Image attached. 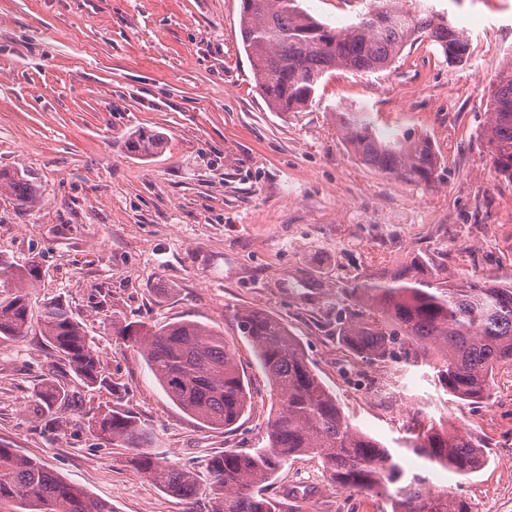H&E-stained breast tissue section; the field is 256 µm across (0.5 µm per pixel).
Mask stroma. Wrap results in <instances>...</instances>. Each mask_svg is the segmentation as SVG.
Returning <instances> with one entry per match:
<instances>
[{"instance_id": "obj_1", "label": "stroma", "mask_w": 512, "mask_h": 512, "mask_svg": "<svg viewBox=\"0 0 512 512\" xmlns=\"http://www.w3.org/2000/svg\"><path fill=\"white\" fill-rule=\"evenodd\" d=\"M242 0H0V170L25 173L39 203L0 195V256L35 262L32 311L67 306L99 355L106 385L56 422L33 390L59 371L38 331L0 341V442L43 461L114 512H209L156 486L131 452L96 437L93 416L118 408L153 434L157 456L204 474L229 448L263 447L270 385L237 328L243 310L297 336L350 423L390 448L415 424L455 428L484 448L460 480L430 475L471 512H512V363L479 403L448 395L429 366L359 360L336 331L345 289L386 278L413 257L450 281L512 278V183L496 178L481 134L503 61L512 0H435L470 21V57L445 62L405 47L371 74L334 71L300 112L270 111L240 33ZM329 26L355 23L361 0H301ZM365 106L383 135L428 136L440 162L430 187L370 170L343 141L339 107ZM156 154L131 155L135 131ZM195 321L233 340L252 404L236 429L203 426L175 404L116 322ZM298 489L299 512H392L383 495L329 480L320 460L288 462L266 492ZM161 140L158 133L139 131L126 140L125 146L128 151L146 157L157 151Z\"/></svg>"}]
</instances>
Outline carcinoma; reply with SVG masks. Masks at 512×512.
I'll list each match as a JSON object with an SVG mask.
<instances>
[{
    "instance_id": "carcinoma-1",
    "label": "carcinoma",
    "mask_w": 512,
    "mask_h": 512,
    "mask_svg": "<svg viewBox=\"0 0 512 512\" xmlns=\"http://www.w3.org/2000/svg\"><path fill=\"white\" fill-rule=\"evenodd\" d=\"M241 33L258 90L275 112H301L325 76L335 70L373 73L403 49L424 40L446 61L459 63L469 36L447 14L424 0H369L358 22L330 28L300 7L298 0H242ZM482 133L493 170L512 183V62L499 73ZM345 141L370 169L403 182L430 186L438 157L430 140L411 131L389 139L377 136L370 112L360 105L336 113ZM157 133L140 131L126 140L128 151L154 154ZM19 208L37 203V191L18 173L0 170V191ZM415 261L388 279H364L348 289L357 306L339 336L366 362L391 357L405 340V362L433 366L449 395L479 402L501 363H512V281L463 277L456 282L420 277ZM37 265L16 267L0 257V339L19 340L32 329L26 289L38 280ZM39 332L53 356L86 386L103 384L100 360L86 331L60 302L43 305ZM241 336L251 342L258 366L276 399L268 421L267 444L248 451L230 449L206 465L209 512H288L286 503L264 488L288 461L312 454L331 482L350 490L384 493L393 512H470L468 502L430 482L424 469L407 470L398 452L354 428L336 397L310 368L300 340L277 318L245 310L238 315ZM113 333L140 350L166 394L209 426L232 428L248 409L249 390L235 357L234 343L192 321L141 331L127 324ZM43 414L72 404L68 382L46 378L34 393ZM94 427L102 438L133 452L137 468L160 488L183 499L198 495L194 471L160 461L150 452L152 437L130 413L109 410ZM402 447L426 466L466 477L486 462L471 437L445 428L412 433ZM13 500L17 512H112L106 501L89 498L36 458L0 443V502Z\"/></svg>"
}]
</instances>
